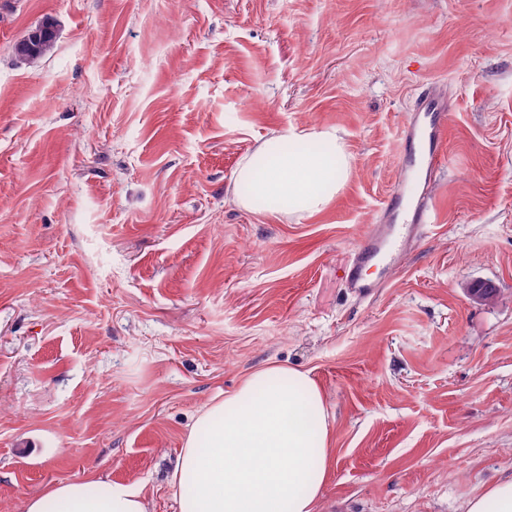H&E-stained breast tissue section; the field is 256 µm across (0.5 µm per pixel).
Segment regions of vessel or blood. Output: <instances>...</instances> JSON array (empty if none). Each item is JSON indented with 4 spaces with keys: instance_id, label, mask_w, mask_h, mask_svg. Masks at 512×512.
<instances>
[{
    "instance_id": "vessel-or-blood-1",
    "label": "vessel or blood",
    "mask_w": 512,
    "mask_h": 512,
    "mask_svg": "<svg viewBox=\"0 0 512 512\" xmlns=\"http://www.w3.org/2000/svg\"><path fill=\"white\" fill-rule=\"evenodd\" d=\"M416 118L402 131L399 151L404 160L418 162L424 184L415 201H408L404 189L393 191L386 202L382 223L372 225L355 249L344 269V281L352 293L372 297L381 288L378 280L366 278L364 269L370 261L397 265L413 243L418 242L435 223L437 200L429 185L437 172L448 127V114L439 93L426 94L414 106Z\"/></svg>"
}]
</instances>
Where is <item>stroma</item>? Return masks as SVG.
<instances>
[{
    "label": "stroma",
    "mask_w": 512,
    "mask_h": 512,
    "mask_svg": "<svg viewBox=\"0 0 512 512\" xmlns=\"http://www.w3.org/2000/svg\"><path fill=\"white\" fill-rule=\"evenodd\" d=\"M429 89L438 221L363 299L343 270ZM323 127L352 167L323 212L226 196ZM271 364L324 396L318 512H465L512 475V0H0V512L94 477L179 512L198 415ZM56 42V35L54 34V31L51 29V31H46L41 39H39L37 42H35L33 47L30 49L32 52L27 51H17L15 48V55L20 61H31L36 60L39 58H42L46 56L48 53H50Z\"/></svg>",
    "instance_id": "stroma-1"
}]
</instances>
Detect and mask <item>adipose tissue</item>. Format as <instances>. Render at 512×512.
Wrapping results in <instances>:
<instances>
[{
  "label": "adipose tissue",
  "instance_id": "obj_1",
  "mask_svg": "<svg viewBox=\"0 0 512 512\" xmlns=\"http://www.w3.org/2000/svg\"><path fill=\"white\" fill-rule=\"evenodd\" d=\"M349 153L336 129L274 132L244 157L234 201L261 214L321 212L344 186ZM323 397L308 374L283 366L251 373L208 405L170 477L179 512H316L331 463ZM25 512H147L132 486L68 481Z\"/></svg>",
  "mask_w": 512,
  "mask_h": 512
}]
</instances>
